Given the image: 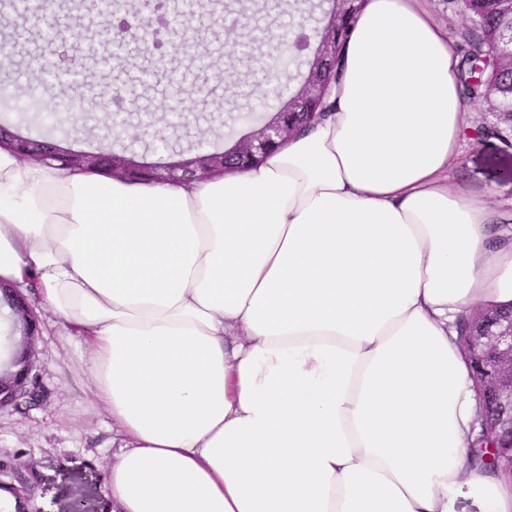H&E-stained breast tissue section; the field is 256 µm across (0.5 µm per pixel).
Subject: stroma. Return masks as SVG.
<instances>
[{
  "label": "stroma",
  "instance_id": "35a3bbf8",
  "mask_svg": "<svg viewBox=\"0 0 512 512\" xmlns=\"http://www.w3.org/2000/svg\"><path fill=\"white\" fill-rule=\"evenodd\" d=\"M329 8L328 0H283L275 12L258 4L253 14L239 18V39L253 42L252 54L231 52L219 25L204 45L178 54L183 70L190 73L183 95L185 105L193 110L187 125L167 119L171 101L164 74L145 79V71L154 67L153 59L126 53L121 61L105 63L109 47L92 39L78 24L72 27L74 40L93 60L83 79L85 110L68 124H60V114L69 112L73 104L67 84L49 83L31 91L26 88L33 79L26 63L33 54H48L47 40L36 35L20 14L0 15V51L11 52L15 61L11 69L0 74V83L14 88L12 103L0 113V125L32 138L63 126L68 134L58 137L61 146L110 151L113 141L104 129L109 117L95 103L101 86L111 83L123 87L130 102L128 111L117 113L116 118L128 124L124 143L136 161L168 163L190 158L201 147L230 148L250 131L252 113L272 115L279 111L299 88L300 75L306 70L305 65H298V74L287 87L269 90L263 76L274 55V43L261 39L259 27L275 25L279 18L301 10L311 15L312 28L320 30L329 21ZM204 51L232 56L234 65L226 81H218L212 71L199 69L196 58ZM470 121L472 128H483L484 133L464 148L460 166L463 182L467 189L489 192L492 201L511 212L512 136L495 132L496 119L482 100H472ZM34 313L44 325L36 340L40 398L27 408L0 411V462L19 464L25 474L36 479V491L26 499L27 512H71L78 500L92 502L97 512H112V501L103 491L104 466L115 451L112 432L105 415L74 391L87 352L61 336L42 308H35Z\"/></svg>",
  "mask_w": 512,
  "mask_h": 512
}]
</instances>
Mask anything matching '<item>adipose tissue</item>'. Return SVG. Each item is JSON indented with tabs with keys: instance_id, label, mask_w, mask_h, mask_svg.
<instances>
[{
	"instance_id": "obj_1",
	"label": "adipose tissue",
	"mask_w": 512,
	"mask_h": 512,
	"mask_svg": "<svg viewBox=\"0 0 512 512\" xmlns=\"http://www.w3.org/2000/svg\"><path fill=\"white\" fill-rule=\"evenodd\" d=\"M460 58L420 0H363L331 116L178 184L0 148V284L86 348L112 512H512L468 465L456 324L512 305V216L457 185Z\"/></svg>"
}]
</instances>
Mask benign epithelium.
I'll use <instances>...</instances> for the list:
<instances>
[{
  "instance_id": "benign-epithelium-1",
  "label": "benign epithelium",
  "mask_w": 512,
  "mask_h": 512,
  "mask_svg": "<svg viewBox=\"0 0 512 512\" xmlns=\"http://www.w3.org/2000/svg\"><path fill=\"white\" fill-rule=\"evenodd\" d=\"M97 17L91 18L86 29L102 27L115 31L110 43L132 48L139 53L154 49L156 67L167 68L166 57L179 54L186 48V43L171 37L165 15L158 14L164 7L160 0L156 6H151V0H144L145 7H153L157 16H145L140 12L134 13L136 25H131L122 18L114 23L112 18L119 13L118 7L122 0H98ZM358 0H336L333 16L323 33L320 35L313 58L304 75L301 88L289 98L285 111L307 112L311 102L323 96L329 80L326 75V63L336 57V27L338 18L356 6ZM67 11L83 19L88 11L87 0H33L30 21L38 26L43 17L56 20L58 36L61 45L70 42L67 33L71 27L59 23L60 13ZM143 30L150 35L145 39L131 32V29ZM489 61L492 69L512 74V30L499 37L487 46L480 61ZM296 136V127L283 119V113L264 119L251 125V131L240 138L236 144L227 150L216 152H200L195 156L177 162L154 164L146 167L153 182L177 183L187 177L208 179L228 171L234 165L243 167V161L265 155L274 143H288ZM8 142L15 154L22 160L42 161L51 156H68L75 165L90 169L103 167L119 177L123 173L141 167L133 156L106 155L95 152L72 150L56 144H48L38 140L12 136L4 139L0 132V143ZM16 310L24 321L25 333L18 349L19 355L25 360L23 373H9V382L0 384V409L12 406L19 396L25 394L39 395L36 386L38 358L35 341L38 334L37 321L28 299L22 297L16 303ZM477 334L470 338L467 346L468 357L471 359L476 372L475 378L486 404L482 405L480 424L482 430L494 440L512 449V315L491 318L485 315L476 316Z\"/></svg>"
}]
</instances>
